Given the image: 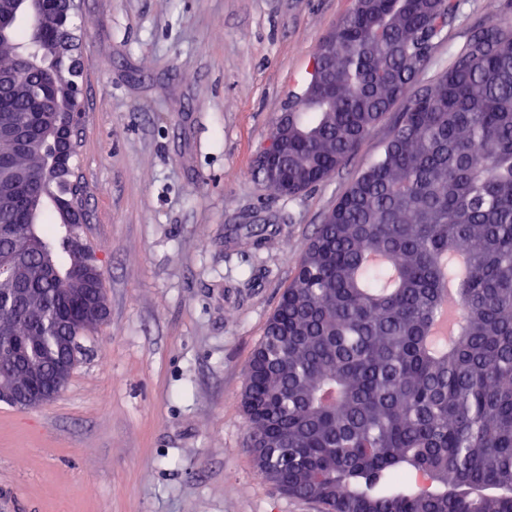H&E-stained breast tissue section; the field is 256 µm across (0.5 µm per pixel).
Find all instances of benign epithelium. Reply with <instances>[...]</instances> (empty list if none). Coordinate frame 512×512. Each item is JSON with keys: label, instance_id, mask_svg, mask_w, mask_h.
<instances>
[{"label": "benign epithelium", "instance_id": "1", "mask_svg": "<svg viewBox=\"0 0 512 512\" xmlns=\"http://www.w3.org/2000/svg\"><path fill=\"white\" fill-rule=\"evenodd\" d=\"M30 17V41L44 47L42 57L29 61V69L38 74L41 87L23 85L20 71L13 66L0 67V111L13 108L20 90L30 101V112H40L46 118L39 120L38 149L43 160L34 169L17 167L14 177L20 184L30 186L25 205L30 217H36L42 208L51 204L60 215L62 224L86 223L83 208V186L71 159L77 151L74 129L83 112V102L77 78L81 75L79 39L71 28L70 0H0V43L11 40L12 19ZM277 135L267 141L266 150L258 152L256 167L268 169L266 184L276 185L272 162L288 151V112L275 118ZM69 249L82 256L81 265L73 276L87 288H97L100 274L99 258L86 249L75 233L68 238ZM107 316L101 293L85 298L82 321L98 324ZM78 348L70 344L67 355L55 365L50 384L55 388L65 384L72 374ZM0 402L19 409H30L44 404L32 394L28 381L18 379L8 369H0Z\"/></svg>", "mask_w": 512, "mask_h": 512}]
</instances>
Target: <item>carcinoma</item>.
<instances>
[{
	"label": "carcinoma",
	"mask_w": 512,
	"mask_h": 512,
	"mask_svg": "<svg viewBox=\"0 0 512 512\" xmlns=\"http://www.w3.org/2000/svg\"><path fill=\"white\" fill-rule=\"evenodd\" d=\"M461 0H354L320 42L323 96L288 101V197L323 182L399 100L379 159L319 225L246 367L254 466L325 512H512V30H475L427 86ZM0 188L15 346L56 362L81 298L65 226Z\"/></svg>",
	"instance_id": "cac0c4a2"
}]
</instances>
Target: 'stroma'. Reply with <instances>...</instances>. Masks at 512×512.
Here are the masks:
<instances>
[{
  "instance_id": "35a3bbf8",
  "label": "stroma",
  "mask_w": 512,
  "mask_h": 512,
  "mask_svg": "<svg viewBox=\"0 0 512 512\" xmlns=\"http://www.w3.org/2000/svg\"><path fill=\"white\" fill-rule=\"evenodd\" d=\"M353 0H79L85 112L72 165L107 317L67 386L0 403V512H321L255 471L245 368L318 224L388 138L397 102L293 198L254 173L276 116ZM463 0L419 84L488 21ZM262 227L261 240L236 225Z\"/></svg>"
}]
</instances>
